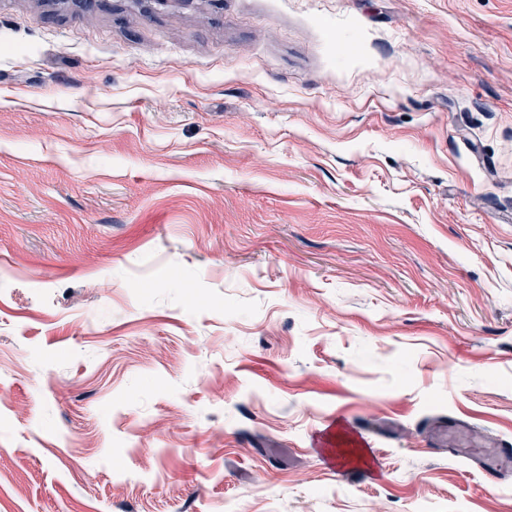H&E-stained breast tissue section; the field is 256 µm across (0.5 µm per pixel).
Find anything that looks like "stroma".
Returning <instances> with one entry per match:
<instances>
[{"label":"stroma","mask_w":512,"mask_h":512,"mask_svg":"<svg viewBox=\"0 0 512 512\" xmlns=\"http://www.w3.org/2000/svg\"><path fill=\"white\" fill-rule=\"evenodd\" d=\"M0 512H512V0H0ZM493 448H466L459 450L453 448L457 454L474 462L483 473V476L492 481H501L505 471H512V449L500 445H491Z\"/></svg>","instance_id":"obj_1"}]
</instances>
